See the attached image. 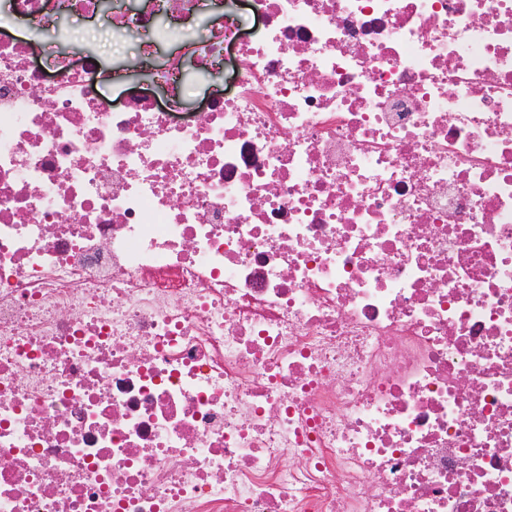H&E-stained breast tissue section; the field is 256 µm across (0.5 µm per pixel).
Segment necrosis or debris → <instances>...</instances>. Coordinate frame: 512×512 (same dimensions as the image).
Wrapping results in <instances>:
<instances>
[{"mask_svg":"<svg viewBox=\"0 0 512 512\" xmlns=\"http://www.w3.org/2000/svg\"><path fill=\"white\" fill-rule=\"evenodd\" d=\"M0 512H512V0H7ZM136 42V37L113 36L109 26L101 20L95 25L78 22L72 30L69 43L75 48L92 43L97 47L104 63L117 67L121 78L118 83L112 85L114 98L122 89L130 87L132 90L148 88L150 93L160 96L161 91L151 84L140 66L134 64Z\"/></svg>","mask_w":512,"mask_h":512,"instance_id":"obj_1","label":"necrosis or debris"}]
</instances>
